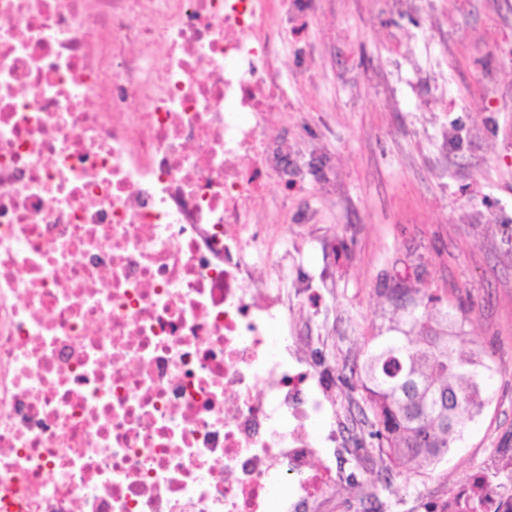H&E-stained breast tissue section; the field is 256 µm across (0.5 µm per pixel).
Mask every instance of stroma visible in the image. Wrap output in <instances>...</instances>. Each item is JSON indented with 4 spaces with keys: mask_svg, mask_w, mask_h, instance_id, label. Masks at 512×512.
I'll return each instance as SVG.
<instances>
[{
    "mask_svg": "<svg viewBox=\"0 0 512 512\" xmlns=\"http://www.w3.org/2000/svg\"><path fill=\"white\" fill-rule=\"evenodd\" d=\"M325 82H294L318 100L307 128L295 112L269 116L288 142L301 188L266 232L280 243L283 285L323 287L318 309L291 310L362 427L359 368L373 337L400 319L390 291L434 296L460 350L498 369L482 413L445 459L407 470L369 438L356 463L377 487L366 512H426L449 498L471 462L512 448V0H320L307 21Z\"/></svg>",
    "mask_w": 512,
    "mask_h": 512,
    "instance_id": "stroma-1",
    "label": "stroma"
}]
</instances>
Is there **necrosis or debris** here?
Masks as SVG:
<instances>
[{"instance_id": "obj_1", "label": "necrosis or debris", "mask_w": 512, "mask_h": 512, "mask_svg": "<svg viewBox=\"0 0 512 512\" xmlns=\"http://www.w3.org/2000/svg\"><path fill=\"white\" fill-rule=\"evenodd\" d=\"M318 0H0V512H323L352 419L279 278ZM164 56H156L155 47ZM476 464L453 506L512 512Z\"/></svg>"}]
</instances>
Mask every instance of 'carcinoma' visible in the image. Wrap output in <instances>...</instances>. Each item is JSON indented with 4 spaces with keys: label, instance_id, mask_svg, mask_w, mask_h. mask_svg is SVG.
<instances>
[{
    "label": "carcinoma",
    "instance_id": "carcinoma-1",
    "mask_svg": "<svg viewBox=\"0 0 512 512\" xmlns=\"http://www.w3.org/2000/svg\"><path fill=\"white\" fill-rule=\"evenodd\" d=\"M433 302L393 290L392 303L407 318L374 338L360 377L372 415L370 435L411 470L434 465L463 438L462 415L483 407L471 396L476 381L494 375L482 356L459 350L460 336L433 326ZM415 331L417 341L411 339Z\"/></svg>",
    "mask_w": 512,
    "mask_h": 512
}]
</instances>
